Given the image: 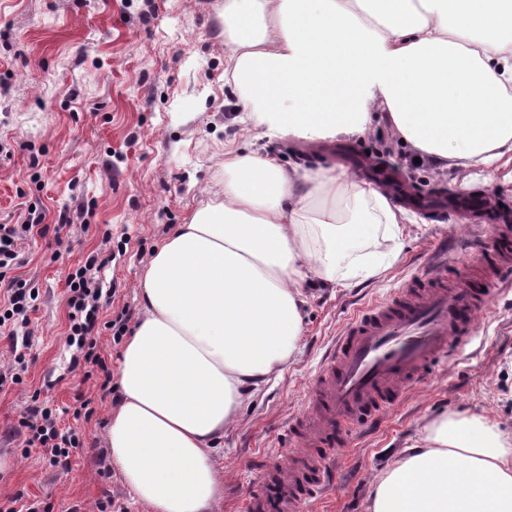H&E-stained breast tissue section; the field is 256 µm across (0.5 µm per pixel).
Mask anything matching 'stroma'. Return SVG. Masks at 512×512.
<instances>
[{
    "label": "stroma",
    "instance_id": "obj_1",
    "mask_svg": "<svg viewBox=\"0 0 512 512\" xmlns=\"http://www.w3.org/2000/svg\"><path fill=\"white\" fill-rule=\"evenodd\" d=\"M217 0H0V224L23 223L30 207L49 227L25 240L18 276L41 290L32 316L35 362L24 382L0 393V500L17 493L50 512H93L110 498L125 512H148L123 487L103 442L114 405L98 378L74 367L66 341V276L112 237V260L98 273L100 319L122 307L140 314L145 259L205 203L233 141L261 147L288 168L333 167L368 178L395 170L413 192L462 191L456 175L415 163L386 125L364 138L315 145L247 140L238 94L224 81ZM397 261L382 275L342 288L305 286L301 350L282 377L258 388L218 445L224 498L216 512H243L262 465L288 444V420L339 333L359 310L392 296L430 270L434 249H472L481 236L451 208L414 209ZM66 409L88 402L84 446L68 472L22 456L14 435L33 394ZM472 410L512 425V291L494 297L473 340L440 364L366 435L347 425L349 449L326 492L303 512H364L372 477L414 439L424 418Z\"/></svg>",
    "mask_w": 512,
    "mask_h": 512
}]
</instances>
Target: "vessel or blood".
Instances as JSON below:
<instances>
[{"label":"vessel or blood","instance_id":"vessel-or-blood-1","mask_svg":"<svg viewBox=\"0 0 512 512\" xmlns=\"http://www.w3.org/2000/svg\"><path fill=\"white\" fill-rule=\"evenodd\" d=\"M483 231L481 245L457 263L453 287L412 282L350 320L288 421L285 461L264 466L244 512H301L329 481L328 462L346 441L343 422L372 423L472 336L494 294L512 286V230L490 220Z\"/></svg>","mask_w":512,"mask_h":512}]
</instances>
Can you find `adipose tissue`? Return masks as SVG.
Listing matches in <instances>:
<instances>
[{
  "label": "adipose tissue",
  "mask_w": 512,
  "mask_h": 512,
  "mask_svg": "<svg viewBox=\"0 0 512 512\" xmlns=\"http://www.w3.org/2000/svg\"><path fill=\"white\" fill-rule=\"evenodd\" d=\"M227 67L255 140L390 132L439 172L512 167V0H224ZM406 211L333 168L224 148V178L145 260L104 439L150 512H215L218 439L300 351L306 282L348 286L390 261ZM364 512H512V429L423 420L370 483Z\"/></svg>",
  "instance_id": "obj_1"
}]
</instances>
